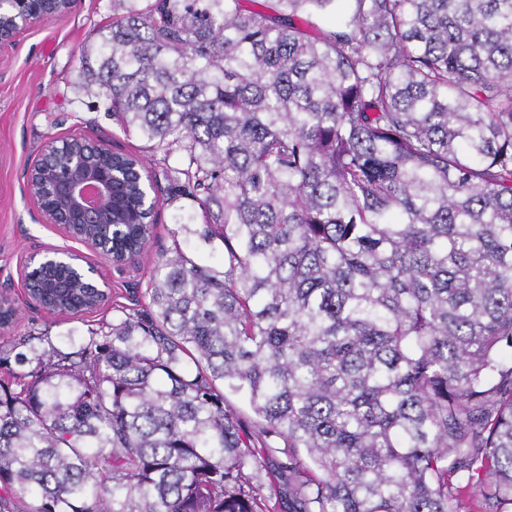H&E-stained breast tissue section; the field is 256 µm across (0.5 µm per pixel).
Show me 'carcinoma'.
Returning <instances> with one entry per match:
<instances>
[{
	"label": "carcinoma",
	"instance_id": "carcinoma-1",
	"mask_svg": "<svg viewBox=\"0 0 512 512\" xmlns=\"http://www.w3.org/2000/svg\"><path fill=\"white\" fill-rule=\"evenodd\" d=\"M247 1L112 0L92 81L224 260L0 357V512H504L512 0Z\"/></svg>",
	"mask_w": 512,
	"mask_h": 512
}]
</instances>
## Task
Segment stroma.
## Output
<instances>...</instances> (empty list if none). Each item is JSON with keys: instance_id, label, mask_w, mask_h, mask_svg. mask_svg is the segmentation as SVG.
Returning a JSON list of instances; mask_svg holds the SVG:
<instances>
[{"instance_id": "obj_1", "label": "stroma", "mask_w": 512, "mask_h": 512, "mask_svg": "<svg viewBox=\"0 0 512 512\" xmlns=\"http://www.w3.org/2000/svg\"><path fill=\"white\" fill-rule=\"evenodd\" d=\"M112 21V0H76L71 12L22 31L14 50L0 58V352L32 336H49L70 351L71 339L83 338L111 322L116 307L128 305L133 287H146L155 253L180 246L189 256L223 259L222 245L195 236H171L176 216L205 218L187 196L159 204L156 236L139 263L123 270L109 262L101 268L112 285L111 298L97 310L77 315H50L25 300L20 291L24 258L49 247L77 249L78 244L54 224L41 223L37 206L25 192L24 171L49 138H104L113 149L150 155L146 142L123 132L105 112L97 92L82 86L86 67L80 48Z\"/></svg>"}]
</instances>
